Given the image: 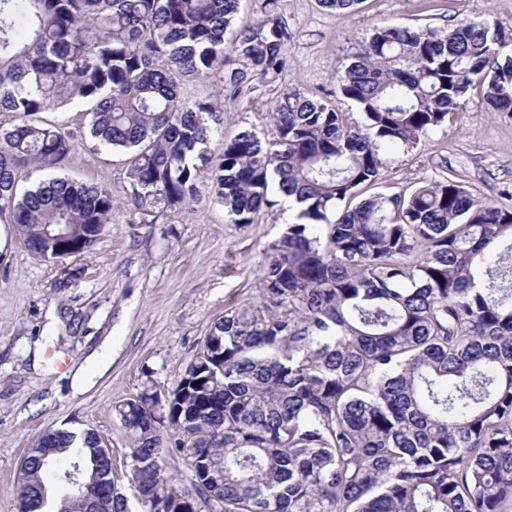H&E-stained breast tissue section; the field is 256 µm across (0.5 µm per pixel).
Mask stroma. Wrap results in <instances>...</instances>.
<instances>
[{
	"mask_svg": "<svg viewBox=\"0 0 512 512\" xmlns=\"http://www.w3.org/2000/svg\"><path fill=\"white\" fill-rule=\"evenodd\" d=\"M278 5L295 37L275 82L235 101L210 79L183 88L188 99L223 105L224 140L246 128L273 136L269 103L288 88L335 95L340 61L376 25L443 28L465 19L512 29V0H362L351 13L318 0ZM43 118L75 136L60 174L107 184L115 212L85 256L61 262L28 251L0 220V512H16L22 458L49 428L95 430L112 453L116 488L128 492L132 441L116 405L152 382L176 386L212 323L256 301L266 251L295 219L280 200L253 223H229L205 188L197 202L144 223L127 195L123 153L94 149L84 107L58 104ZM446 176L512 209V117L488 112L482 90L415 149L388 155L381 180L358 195H392Z\"/></svg>",
	"mask_w": 512,
	"mask_h": 512,
	"instance_id": "35a3bbf8",
	"label": "stroma"
}]
</instances>
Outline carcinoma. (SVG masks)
Returning <instances> with one entry per match:
<instances>
[{
    "label": "carcinoma",
    "mask_w": 512,
    "mask_h": 512,
    "mask_svg": "<svg viewBox=\"0 0 512 512\" xmlns=\"http://www.w3.org/2000/svg\"><path fill=\"white\" fill-rule=\"evenodd\" d=\"M277 2L251 21L240 0H0V112L20 116L0 128V218L48 260L83 256L112 223L107 186L54 175L73 137L37 115L72 102L91 105L95 149L125 151L143 221L206 183L232 224L272 188L299 205L259 300L213 324L172 390L116 406L141 512H512V211L447 177L354 202L474 86L512 116L506 35L378 25L338 69L361 120L291 88L270 104L276 138L244 129L212 170L224 110L181 86L214 79L234 99L275 81L294 37ZM26 166L44 177L20 189ZM32 447L52 462L23 458L17 512H129L119 492L93 511L63 497L79 459L112 473L95 432L47 429Z\"/></svg>",
    "instance_id": "cac0c4a2"
}]
</instances>
